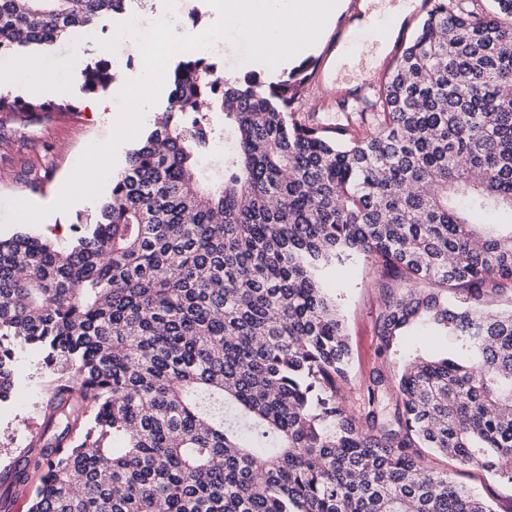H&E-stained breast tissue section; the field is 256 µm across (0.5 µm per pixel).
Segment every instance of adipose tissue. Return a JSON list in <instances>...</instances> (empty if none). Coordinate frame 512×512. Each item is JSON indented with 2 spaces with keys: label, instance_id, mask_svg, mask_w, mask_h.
<instances>
[{
  "label": "adipose tissue",
  "instance_id": "adipose-tissue-1",
  "mask_svg": "<svg viewBox=\"0 0 512 512\" xmlns=\"http://www.w3.org/2000/svg\"><path fill=\"white\" fill-rule=\"evenodd\" d=\"M188 0H170L165 18H157L150 9L135 14L127 31L113 40L115 56L142 48L143 35H155L157 22H164L170 40H180L178 31ZM346 0H209L213 22L194 35L200 50L217 52L224 58V76L233 78L234 62L248 53L269 69L291 68L297 44L317 45L337 15L346 8ZM113 85L121 93L112 106V126L121 129L130 114L150 112V100L139 92V84L153 82V65H146L139 84H131L123 66H116Z\"/></svg>",
  "mask_w": 512,
  "mask_h": 512
}]
</instances>
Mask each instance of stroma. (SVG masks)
<instances>
[{
  "label": "stroma",
  "instance_id": "stroma-1",
  "mask_svg": "<svg viewBox=\"0 0 512 512\" xmlns=\"http://www.w3.org/2000/svg\"><path fill=\"white\" fill-rule=\"evenodd\" d=\"M361 2L348 0L347 9L325 34L319 48L312 49L302 43L295 50L297 59L308 57L316 62L302 109L314 123L327 128L353 121L352 101L373 95L381 76L394 67L401 48L410 42L423 19L416 7L400 13L403 0H378V8L389 13L386 25L357 33L353 25L361 13ZM128 19V14L116 15L106 19L103 28L66 38L48 50L21 51L6 57V64L23 74L15 86V95L38 101L42 95L36 92L35 86L43 70L61 52H68L71 62L58 77L71 87L74 108L37 116L27 124L13 113L0 112V236L6 238L22 230V223L16 219L18 210L35 206L44 213V221L36 225V232L56 244H67L75 234L73 224L77 214L93 213L109 187L104 180L93 185L86 197L68 196L65 187L75 169L87 160L92 146L107 142L111 150L104 164L111 171H118L126 152L147 133L148 124L133 115L128 119V133L115 137L111 111L95 112L89 108L92 99L107 105L113 103L117 98L115 87L89 94L80 90L86 65L111 59L112 40L126 29ZM329 84L335 87L330 94L324 91ZM323 286L344 315L351 348L349 378L340 387L347 408L357 409L359 395L374 372L380 370L392 378L415 355L448 354L450 337L418 324L400 336L396 354L380 356L379 317L384 290L376 268L367 258L357 256L336 267L324 277ZM45 370L44 353L38 349L21 351L13 364L15 383L22 387L23 393L0 402V468L21 464L23 448L30 446L42 428ZM428 463L491 499L496 512H512L511 485L494 481L482 470L441 455L429 456Z\"/></svg>",
  "mask_w": 512,
  "mask_h": 512
}]
</instances>
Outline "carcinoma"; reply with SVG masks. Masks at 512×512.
I'll return each mask as SVG.
<instances>
[{
  "instance_id": "1",
  "label": "carcinoma",
  "mask_w": 512,
  "mask_h": 512,
  "mask_svg": "<svg viewBox=\"0 0 512 512\" xmlns=\"http://www.w3.org/2000/svg\"><path fill=\"white\" fill-rule=\"evenodd\" d=\"M143 0H0V55ZM434 0L367 103L377 132L300 113L312 62L230 83L192 54L65 248L0 239V402L16 351L47 352L28 512H494L431 448L512 484V0ZM86 68L81 90L110 84ZM70 109L0 92V112ZM231 135L224 183L197 159ZM384 280L382 354L424 319L450 356L374 373L357 413L344 318L322 279ZM398 400L385 414L380 401Z\"/></svg>"
}]
</instances>
